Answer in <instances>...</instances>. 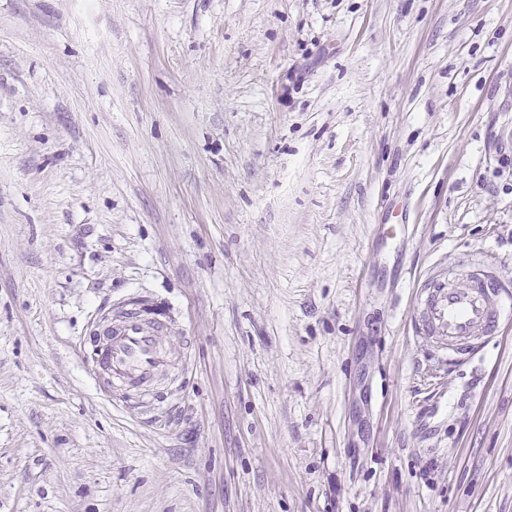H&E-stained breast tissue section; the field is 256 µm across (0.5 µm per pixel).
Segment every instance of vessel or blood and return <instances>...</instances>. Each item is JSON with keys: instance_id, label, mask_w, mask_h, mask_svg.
<instances>
[{"instance_id": "b4317fda", "label": "vessel or blood", "mask_w": 512, "mask_h": 512, "mask_svg": "<svg viewBox=\"0 0 512 512\" xmlns=\"http://www.w3.org/2000/svg\"><path fill=\"white\" fill-rule=\"evenodd\" d=\"M416 305L421 334L442 355H465L512 319V286L487 269H473L461 277L451 273L424 288ZM169 333L168 319L126 310L104 329L96 362L113 381L149 391L172 365L173 353L164 341Z\"/></svg>"}]
</instances>
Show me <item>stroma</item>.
<instances>
[{
    "mask_svg": "<svg viewBox=\"0 0 512 512\" xmlns=\"http://www.w3.org/2000/svg\"><path fill=\"white\" fill-rule=\"evenodd\" d=\"M512 0H0V512H512ZM169 308L152 391L97 316ZM456 275L448 270L447 277L432 281L416 298L420 333L449 361L469 354L512 318V289L492 271Z\"/></svg>",
    "mask_w": 512,
    "mask_h": 512,
    "instance_id": "1",
    "label": "stroma"
}]
</instances>
